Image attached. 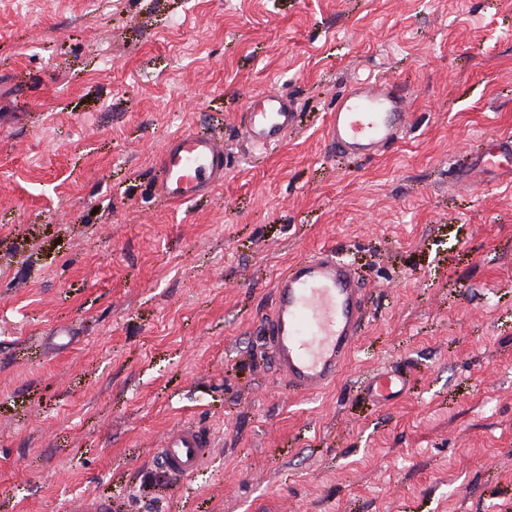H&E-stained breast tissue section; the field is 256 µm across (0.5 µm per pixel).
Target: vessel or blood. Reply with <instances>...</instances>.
<instances>
[{"instance_id": "obj_1", "label": "vessel or blood", "mask_w": 512, "mask_h": 512, "mask_svg": "<svg viewBox=\"0 0 512 512\" xmlns=\"http://www.w3.org/2000/svg\"><path fill=\"white\" fill-rule=\"evenodd\" d=\"M244 140L251 147L281 146L295 129L298 114L283 92L271 88L249 97L243 117ZM407 100L398 85L380 78L354 82L336 98L325 130L329 152L375 157L408 131ZM228 157L222 140L194 130L168 138L160 149L155 192L168 203L196 200L223 185ZM494 178L512 184V135H494L459 171L460 184ZM273 303L262 323L264 344L280 379L302 395L334 382L366 317L365 294L346 260L323 250L292 263L273 281ZM408 386L406 375L385 368L364 385L370 401H395ZM210 445L208 433L184 424L169 431L158 450L169 472L190 476L199 470Z\"/></svg>"}]
</instances>
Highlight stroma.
<instances>
[{"instance_id":"stroma-1","label":"stroma","mask_w":512,"mask_h":512,"mask_svg":"<svg viewBox=\"0 0 512 512\" xmlns=\"http://www.w3.org/2000/svg\"><path fill=\"white\" fill-rule=\"evenodd\" d=\"M407 94L373 159L324 125L355 79ZM299 114L246 147L249 95ZM222 138V186L154 185L164 139ZM512 134V0H0V512H512V187H458ZM320 250L366 295L336 383L263 344L273 280ZM394 367L385 406L362 387ZM199 425L190 478L156 450ZM406 375L393 368H385L373 373L364 384V391L373 403L385 404L395 401L406 392Z\"/></svg>"}]
</instances>
